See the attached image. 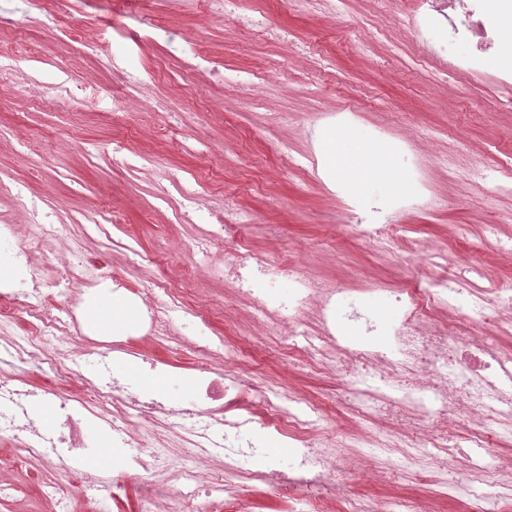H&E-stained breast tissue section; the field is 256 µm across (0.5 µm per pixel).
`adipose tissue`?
Segmentation results:
<instances>
[{"mask_svg": "<svg viewBox=\"0 0 512 512\" xmlns=\"http://www.w3.org/2000/svg\"><path fill=\"white\" fill-rule=\"evenodd\" d=\"M322 149L327 177L355 198L369 199L377 188L403 184L391 144L370 141L364 129L331 130L322 138ZM138 317L137 307L112 293L91 298L86 306L88 322L106 336L134 329Z\"/></svg>", "mask_w": 512, "mask_h": 512, "instance_id": "obj_1", "label": "adipose tissue"}]
</instances>
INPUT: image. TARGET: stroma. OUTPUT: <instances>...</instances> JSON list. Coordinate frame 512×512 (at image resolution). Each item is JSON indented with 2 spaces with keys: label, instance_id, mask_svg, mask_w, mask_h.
Instances as JSON below:
<instances>
[{
  "label": "stroma",
  "instance_id": "obj_1",
  "mask_svg": "<svg viewBox=\"0 0 512 512\" xmlns=\"http://www.w3.org/2000/svg\"><path fill=\"white\" fill-rule=\"evenodd\" d=\"M18 11L21 38L0 47V65L23 76L68 87L57 107L0 86V196L27 181L31 198L50 213L59 233L35 255L45 279L58 277L73 250L101 258L112 276L146 292L161 309L179 304L168 335L136 341L139 352L170 360L167 396L174 406L192 400L194 339L182 322L197 307L212 316L207 339L225 338L246 357L260 356L266 370L257 381L314 396L332 391L334 379L304 373L288 362V344L263 335L246 319L247 305L230 285L211 275L233 241L213 245L207 257L192 250L199 223H177L174 211L185 188L203 187L209 205L248 210L255 225L250 249L303 272L345 294L405 288L433 277L434 253L481 270L476 283L512 284V261L497 257L496 241L482 227L499 225L512 236V89L499 88L489 57L481 75L436 77L435 63L418 64V43L404 0H346L336 16L301 11L294 0H240L239 15L220 21L199 16L190 0H0ZM263 9L273 30L289 40H260L238 21ZM96 42L106 62L80 53L75 37ZM197 38L220 77L209 80L185 69L173 55L180 39ZM137 72L141 83H114ZM102 89L96 104L85 94ZM331 112L352 114L356 125L385 127L391 141L408 140L400 165L409 181L420 180L435 210L398 215L408 225L404 252L385 259L357 239L336 217L349 197L313 168L293 159L307 153L310 131H322ZM147 157L133 168L115 166L125 155ZM441 156L452 167L438 165ZM497 168V179L467 181L474 162ZM174 174L157 181L156 170ZM117 212L119 224H85L92 208ZM279 229L268 237L265 225ZM33 390L60 397L89 389L92 374L69 379L33 362L0 363ZM365 449L349 448L344 462L354 491L383 500L434 497L435 486L407 474L387 483L365 470ZM111 475L110 445L80 465L61 459L20 464L11 437H0V512H51L39 493L52 482L64 490L71 512H138L153 481L141 474L120 495L111 485L87 492L79 472ZM229 495L252 502L253 512H286L278 488L230 476Z\"/></svg>",
  "mask_w": 512,
  "mask_h": 512
}]
</instances>
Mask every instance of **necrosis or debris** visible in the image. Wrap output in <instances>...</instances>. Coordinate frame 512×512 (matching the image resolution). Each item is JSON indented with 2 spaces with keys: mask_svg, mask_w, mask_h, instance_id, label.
Masks as SVG:
<instances>
[{
  "mask_svg": "<svg viewBox=\"0 0 512 512\" xmlns=\"http://www.w3.org/2000/svg\"><path fill=\"white\" fill-rule=\"evenodd\" d=\"M414 2L412 26L417 35L442 30L450 41L469 47L449 59L448 72L481 74L484 57L495 53L500 61L495 81L512 88V53L501 50L495 0ZM426 206V194L418 187L393 203L392 216L370 223L362 207L354 205L337 221L387 257L398 251L407 232L406 225L395 223V216ZM32 224L31 235L21 244L17 225L0 220V334L24 320L25 335L8 342L13 357L63 365L66 337L85 333L80 303L73 295L64 316L48 313L45 279L32 257L36 247L55 236L56 227L37 218ZM470 273V267L452 264L425 283L388 290L396 317L384 328L386 342L369 348L363 338L345 334L344 327L359 326L366 335L374 332L376 323L342 289L319 286L291 264L249 250L225 254L223 270L225 281L248 299L252 317L263 323L267 335L304 337L300 351L308 366L335 376L338 403L359 426L351 447L373 449L378 457H401L420 478L442 489L448 478L438 456L446 452L458 427H465L464 442L476 448L512 437V349L501 348L497 341L506 331L499 312L512 308V289L477 286ZM283 280L288 283L284 292L279 289ZM314 302L319 309L310 323L305 314ZM453 310L476 328V335L456 339L449 316ZM130 351V339L119 338L66 367V377L88 371L96 383L61 399L47 426L29 414L32 390L1 377L0 434L11 435L23 461L36 462L96 453L97 441L87 428L108 429L116 477L126 480L144 469L178 475L187 502L213 501L219 490L216 483L202 481L200 470L187 466V459L220 457L225 474L285 488L290 512H435L428 500H388L379 508L373 500L353 494L339 442L324 436L318 426L321 403L267 383H250L234 354L225 355L223 374L200 371L191 406L173 411L182 421L190 456L161 453L148 437L159 415L168 411L166 406L129 392L112 372L113 357ZM106 406L111 416L102 415ZM256 423L296 442L298 452L287 466L251 470L252 460L268 454L249 435ZM459 464L469 479L465 512H486L480 489L488 483L499 488L500 512H512V478L468 456Z\"/></svg>",
  "mask_w": 512,
  "mask_h": 512,
  "instance_id": "1",
  "label": "necrosis or debris"
}]
</instances>
